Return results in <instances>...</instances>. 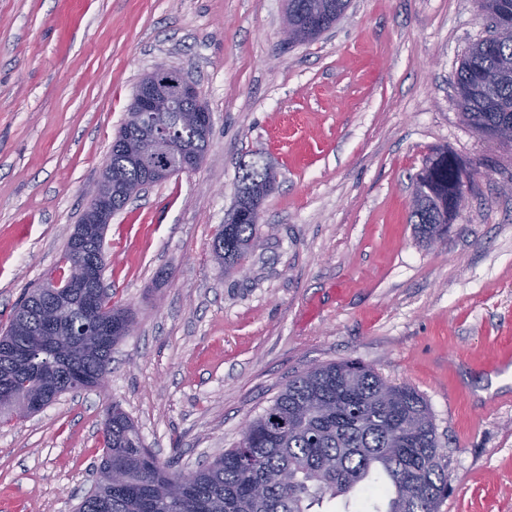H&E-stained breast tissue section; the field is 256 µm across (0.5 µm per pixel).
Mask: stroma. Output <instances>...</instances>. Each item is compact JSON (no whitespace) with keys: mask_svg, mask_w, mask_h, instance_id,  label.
<instances>
[{"mask_svg":"<svg viewBox=\"0 0 512 512\" xmlns=\"http://www.w3.org/2000/svg\"><path fill=\"white\" fill-rule=\"evenodd\" d=\"M284 0H0V330L60 279L139 80L188 72L212 116L197 170L118 211L112 302L136 331L106 390L0 424V512H76L116 403L143 444L193 471L234 447L288 380L356 359L427 401L450 491L440 512H512V150L459 118L454 76L488 37L476 0H351L315 40ZM474 168L448 234L409 221L435 147ZM277 173L241 267L212 242L240 162Z\"/></svg>","mask_w":512,"mask_h":512,"instance_id":"stroma-1","label":"stroma"}]
</instances>
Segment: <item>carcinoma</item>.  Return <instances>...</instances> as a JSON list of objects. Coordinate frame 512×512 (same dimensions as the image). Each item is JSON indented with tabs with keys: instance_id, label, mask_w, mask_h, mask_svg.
<instances>
[{
	"instance_id": "carcinoma-1",
	"label": "carcinoma",
	"mask_w": 512,
	"mask_h": 512,
	"mask_svg": "<svg viewBox=\"0 0 512 512\" xmlns=\"http://www.w3.org/2000/svg\"><path fill=\"white\" fill-rule=\"evenodd\" d=\"M493 34L472 44L456 72L454 89L460 112L477 132L512 123V0H477ZM142 164L109 153L104 183L139 185ZM276 179L259 153L238 175L245 213L227 217L216 234L220 266L246 258L258 234L249 212ZM471 173L457 156L439 149L425 161L414 189L421 204L411 222L420 237L432 242L448 232L463 180ZM100 254L98 242L69 237L63 262L71 266ZM105 291L103 282L81 289L59 311L62 327L77 326L105 339L103 317L88 309L86 299ZM51 296L33 290L0 335V389L21 393L47 388L54 396L72 390L75 373L92 376L109 366L105 346L93 354L60 353L53 337L42 331L41 315ZM42 340L55 370L49 379L33 365L22 366L15 352L34 338ZM104 455L94 487L78 512H310L324 498L361 496L363 512H439L448 493V462L438 448L431 412L411 386L388 383L374 368L353 361L320 366L288 381L264 413L251 421L237 446L199 469L182 473L147 450L125 412L103 417ZM124 480L105 486L108 471ZM286 471L290 482L278 475ZM427 488L406 507V481Z\"/></svg>"
}]
</instances>
